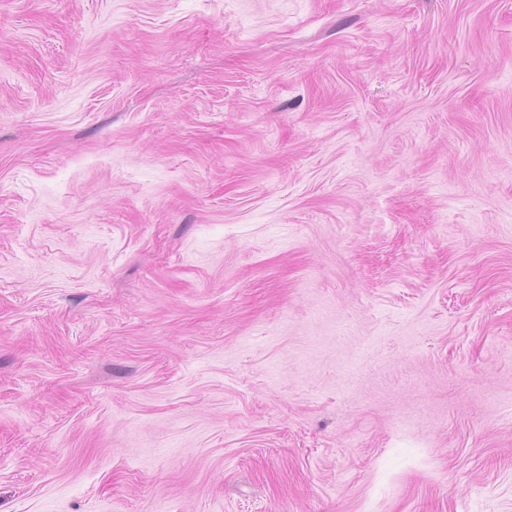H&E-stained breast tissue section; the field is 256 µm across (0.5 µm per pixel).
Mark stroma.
<instances>
[{"instance_id": "1", "label": "stroma", "mask_w": 512, "mask_h": 512, "mask_svg": "<svg viewBox=\"0 0 512 512\" xmlns=\"http://www.w3.org/2000/svg\"><path fill=\"white\" fill-rule=\"evenodd\" d=\"M0 512H512V0H0Z\"/></svg>"}]
</instances>
